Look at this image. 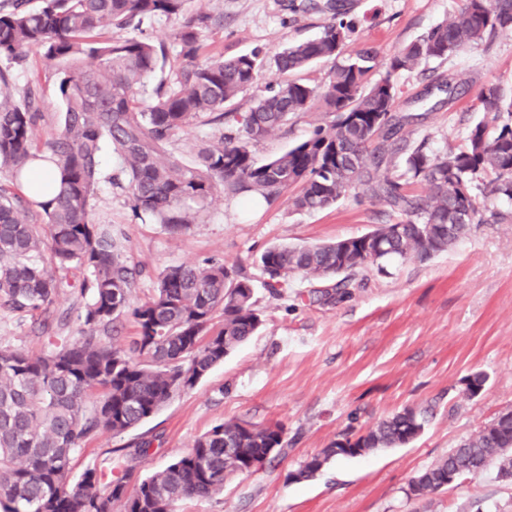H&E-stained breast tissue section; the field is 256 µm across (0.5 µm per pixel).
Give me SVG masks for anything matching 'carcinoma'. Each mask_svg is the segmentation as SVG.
Segmentation results:
<instances>
[{"label":"carcinoma","mask_w":512,"mask_h":512,"mask_svg":"<svg viewBox=\"0 0 512 512\" xmlns=\"http://www.w3.org/2000/svg\"><path fill=\"white\" fill-rule=\"evenodd\" d=\"M188 0H29L0 5V59L39 51L64 63L59 96L61 129L45 140L29 87L16 97L11 76L0 69V309L46 315L73 290L59 275L72 266L89 294L75 336H52L47 350L30 356L0 346V512H175L178 503L209 498L224 481L248 474L247 461L265 463L287 454L281 424L228 421L199 436L184 455L128 490L132 470L95 468L72 477L74 455L91 435H119L155 415L174 394L193 388L224 357L255 335L261 319L251 281L221 260L164 268L154 293L132 301L137 271L107 224L92 219L98 157L107 143L122 161L113 184L131 197L135 216L172 234L191 229L220 191L273 203L289 191L297 211H318L367 186L401 216L356 237L267 248L261 264L273 294L295 274L335 280L321 296L348 294L351 276L389 260L427 261L463 238L474 224L506 216L488 195L512 200V98L495 85L476 100L487 121L475 125L464 146L443 152L426 144H402L399 133L412 115L395 113L396 90L386 76L367 75L378 52L366 47L342 56L356 26L336 0H289L293 12L325 15L320 34L285 46L273 57L256 48L230 58L198 60L200 41L216 18ZM177 21L171 34L184 65L148 86L167 58V45L137 36L154 20ZM126 36L112 37V30ZM512 29V0H460L444 21L395 53L389 71L445 59L499 30ZM334 60L328 77L311 85L295 75ZM273 62L282 79L265 84L249 108L237 99ZM320 105L328 118L305 140L259 161L253 142ZM202 116L222 125L218 140L200 148L187 165L168 152L174 136ZM405 155L400 173L381 171L388 154ZM46 168L57 189L22 180ZM423 183L427 191L409 187ZM132 319L135 336L119 341L121 320ZM424 428L420 412L405 408L359 434H343L288 473L313 479L345 448L365 455L405 445ZM512 419L492 420L409 482L416 497L442 488L448 473L476 475L489 465L512 474Z\"/></svg>","instance_id":"cac0c4a2"}]
</instances>
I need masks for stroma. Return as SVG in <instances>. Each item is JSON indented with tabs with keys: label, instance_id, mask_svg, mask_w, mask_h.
Returning a JSON list of instances; mask_svg holds the SVG:
<instances>
[{
	"label": "stroma",
	"instance_id": "35a3bbf8",
	"mask_svg": "<svg viewBox=\"0 0 512 512\" xmlns=\"http://www.w3.org/2000/svg\"><path fill=\"white\" fill-rule=\"evenodd\" d=\"M288 0H190L217 16L200 57L235 56L257 47L276 53L290 41L315 38L320 15L290 13ZM355 21L344 47L352 55L371 46L382 60L368 77H390L410 144L431 149L463 144L485 118L475 95L498 85L512 94V30L498 31L492 46L472 47L410 70L388 73L389 57L432 27L453 18L458 0H339ZM59 62L30 53L11 65L17 93L37 89L43 118L39 138L59 128ZM461 85L447 102L438 82ZM322 108L299 114L288 126L258 141V160L304 140L323 121ZM121 160L110 147L99 156L94 198L96 223L122 237L129 265L141 275L135 299L151 295L165 267L219 258L237 267L255 288L262 325L194 389L174 394L152 418L115 435L86 439L75 472H108L134 466L144 478L186 453L194 440L229 420L283 424L288 453L250 475H234L208 499H191L178 512H512V484L496 467L420 498L410 480L501 412L512 410V222L476 224L463 240L430 260H391L384 270L360 273L346 297L317 300L324 282L295 276L281 295L269 292L260 256L275 244L318 243L358 236L399 216L376 198L340 199L332 208L305 212L287 199L246 206L243 198L216 194L198 221L182 235L133 219L124 191L112 183ZM30 355L47 348V334L25 314L0 310V345ZM483 373L482 392L469 396L465 380ZM423 410L418 438L398 448L361 457L340 456L315 479L294 482L289 471L319 453L340 434L362 432L403 408ZM148 439V456L132 461L124 449Z\"/></svg>",
	"mask_w": 512,
	"mask_h": 512
}]
</instances>
